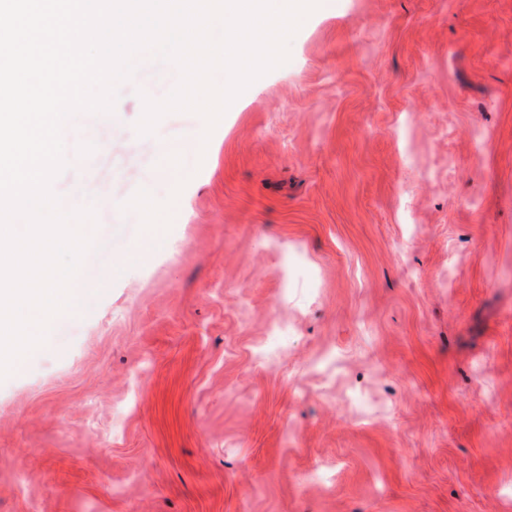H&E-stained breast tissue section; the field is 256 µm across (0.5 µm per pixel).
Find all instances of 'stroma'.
<instances>
[{"label":"stroma","mask_w":512,"mask_h":512,"mask_svg":"<svg viewBox=\"0 0 512 512\" xmlns=\"http://www.w3.org/2000/svg\"><path fill=\"white\" fill-rule=\"evenodd\" d=\"M328 2L207 147L135 130L172 64L120 85L115 258L0 380V512H512V0ZM137 200L143 201V206L140 208L144 216L143 232L144 235L150 238H160L165 233L166 224H161L162 218L158 213L151 197L147 193H143Z\"/></svg>","instance_id":"1"}]
</instances>
